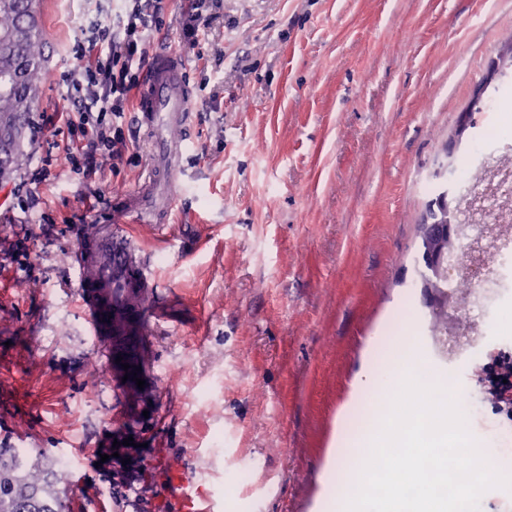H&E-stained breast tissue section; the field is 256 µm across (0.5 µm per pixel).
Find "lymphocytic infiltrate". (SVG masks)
I'll return each instance as SVG.
<instances>
[{
  "label": "lymphocytic infiltrate",
  "instance_id": "1",
  "mask_svg": "<svg viewBox=\"0 0 512 512\" xmlns=\"http://www.w3.org/2000/svg\"><path fill=\"white\" fill-rule=\"evenodd\" d=\"M163 12L164 0H121L108 22L95 24L78 39L79 67L69 79L72 111L52 113L33 126L37 141L52 128L68 134L61 153L43 157L39 180L60 162L88 178L104 171L107 162L122 159L123 119L141 87L140 72L162 28Z\"/></svg>",
  "mask_w": 512,
  "mask_h": 512
}]
</instances>
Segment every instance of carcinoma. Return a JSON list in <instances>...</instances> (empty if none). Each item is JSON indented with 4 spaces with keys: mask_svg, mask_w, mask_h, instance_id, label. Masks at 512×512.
<instances>
[{
    "mask_svg": "<svg viewBox=\"0 0 512 512\" xmlns=\"http://www.w3.org/2000/svg\"><path fill=\"white\" fill-rule=\"evenodd\" d=\"M44 39L31 0H0V129L10 139L0 153V183L7 181L11 166L20 156V118L32 111L37 88L48 73ZM512 68V30L505 34L497 58L488 65L484 86L496 81L503 70ZM448 168L434 174L438 188L418 223L422 266V288L435 297L446 298L438 267L430 255L441 251L424 232L427 224L454 223L448 203V186L443 181ZM57 477L45 472L41 458H31L20 448H0V512H58Z\"/></svg>",
    "mask_w": 512,
    "mask_h": 512,
    "instance_id": "carcinoma-1",
    "label": "carcinoma"
}]
</instances>
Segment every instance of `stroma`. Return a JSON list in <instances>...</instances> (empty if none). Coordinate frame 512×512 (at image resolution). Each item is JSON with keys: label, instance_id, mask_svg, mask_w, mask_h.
<instances>
[{"label": "stroma", "instance_id": "obj_1", "mask_svg": "<svg viewBox=\"0 0 512 512\" xmlns=\"http://www.w3.org/2000/svg\"><path fill=\"white\" fill-rule=\"evenodd\" d=\"M54 79L30 114L72 104L80 29L110 0H35ZM189 0H168L165 43L194 88L192 138L164 233L133 227L159 293L149 329L158 384L142 406L111 389L84 332L71 252L74 227L99 216L86 181L57 165L27 213L0 209V448L70 460L61 512H183L176 473L216 512H318L332 455L364 418L357 375L380 364L406 313L425 365L481 398L466 415L488 439L502 418L482 370L512 339V320L484 325L469 357L443 361L427 342L414 261L433 171L486 123L512 135V81L495 120H457L497 57L512 0H224L197 49L184 46ZM223 64H215V53ZM129 155L95 178L107 197L143 182L146 137L135 112ZM34 269L19 272L17 242ZM133 445H126V438ZM116 447L100 463L96 451ZM142 472L135 493L111 489Z\"/></svg>", "mask_w": 512, "mask_h": 512}]
</instances>
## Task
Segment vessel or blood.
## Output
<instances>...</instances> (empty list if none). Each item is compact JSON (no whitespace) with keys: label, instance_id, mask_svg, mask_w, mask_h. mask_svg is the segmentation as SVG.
Segmentation results:
<instances>
[{"label":"vessel or blood","instance_id":"b4317fda","mask_svg":"<svg viewBox=\"0 0 512 512\" xmlns=\"http://www.w3.org/2000/svg\"><path fill=\"white\" fill-rule=\"evenodd\" d=\"M193 97L182 59L158 47L137 100V121L150 149L144 180L137 191L113 200L103 224L82 234L73 251L85 332L97 342L109 372L123 362L136 369L138 378L151 375L147 322L157 290L128 227L165 229L177 197Z\"/></svg>","mask_w":512,"mask_h":512}]
</instances>
